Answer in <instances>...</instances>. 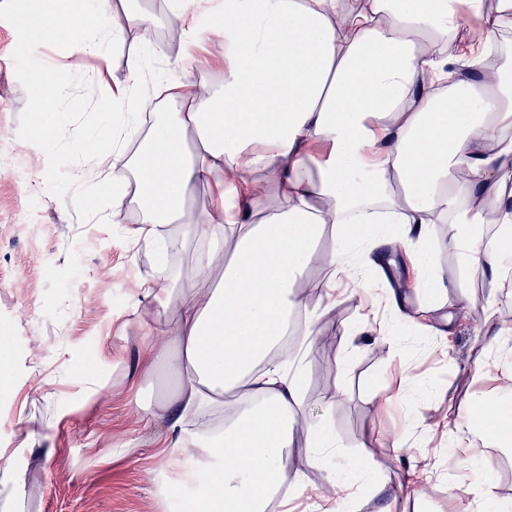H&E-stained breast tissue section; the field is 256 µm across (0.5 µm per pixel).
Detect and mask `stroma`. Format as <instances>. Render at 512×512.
Wrapping results in <instances>:
<instances>
[{"instance_id": "1", "label": "stroma", "mask_w": 512, "mask_h": 512, "mask_svg": "<svg viewBox=\"0 0 512 512\" xmlns=\"http://www.w3.org/2000/svg\"><path fill=\"white\" fill-rule=\"evenodd\" d=\"M139 3L154 16V38L162 47L154 72L220 89L218 39L200 33L197 51L186 57L183 40L171 36L168 0ZM16 40L12 25L0 20V154L15 159L14 165L0 164V345L14 368L12 384L0 388V448L23 450L13 462L27 473L25 512H169L174 498L191 502L183 493L187 463L202 472L206 461L191 451L159 453L164 426L138 428L129 415V402L148 405L160 394L156 380L136 371L146 341L138 317L150 304L137 282L153 273L154 256L127 236L129 223L139 218L136 205L128 207V224L113 234L80 221L71 201L47 193L45 154L16 137L27 101L14 73ZM139 51L130 37L100 63L74 47L43 45L36 56L87 75L102 91L125 79L129 58ZM430 256L450 300L481 311L489 287L479 279L460 287L452 225H438ZM370 267L385 292L430 307L433 330L406 328L376 341L361 328L390 313L367 302L363 289L340 290L329 300L319 288L306 295L329 341L314 342L301 355L299 408L305 419L332 432L338 457L361 462L354 479L369 499L362 512H376L399 492L408 496L407 512H453L467 488L488 474L495 490L487 512H512V447L488 448L475 468L463 462L448 467V419L455 405L512 400V374L474 365V324L456 318L443 326L432 293L419 289L401 245L372 254ZM329 301L330 312L324 309ZM100 374L107 385L89 396ZM399 387L402 401H384ZM385 440L405 441L411 455L389 451L368 463L367 449ZM415 469L434 473L420 492L411 476ZM331 474L328 466L304 469L289 490L290 512H340V501L324 493Z\"/></svg>"}]
</instances>
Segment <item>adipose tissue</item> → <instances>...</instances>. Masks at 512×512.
Segmentation results:
<instances>
[{
	"mask_svg": "<svg viewBox=\"0 0 512 512\" xmlns=\"http://www.w3.org/2000/svg\"><path fill=\"white\" fill-rule=\"evenodd\" d=\"M40 3L32 18L62 21L87 56L107 58L130 33L155 47L138 0ZM205 24L224 44L221 89L167 82L181 109L155 113L131 154L144 78L131 59L75 145L85 161L71 180L110 198L107 224L124 223L133 195L132 237L156 257L194 247L193 286L169 274L140 282L158 306L138 318L150 340L137 370L178 382L132 411L139 423L170 420L165 447L214 460L190 512H267L291 482L283 461L300 428V365L281 344L296 320L304 342L320 337L297 291L315 256L330 272L323 290L342 279L375 289L356 256L390 238L410 245L427 280L429 243L438 225H454L460 281L493 285V338L473 347V362L512 363L496 304L512 285V0H224ZM199 183L215 191L202 211L189 203ZM228 395L244 402L234 417L198 420ZM465 417L456 440L469 459L512 442V408L484 400ZM305 430L306 466L334 463L332 487L358 500L355 468L333 461L332 436Z\"/></svg>",
	"mask_w": 512,
	"mask_h": 512,
	"instance_id": "adipose-tissue-1",
	"label": "adipose tissue"
}]
</instances>
